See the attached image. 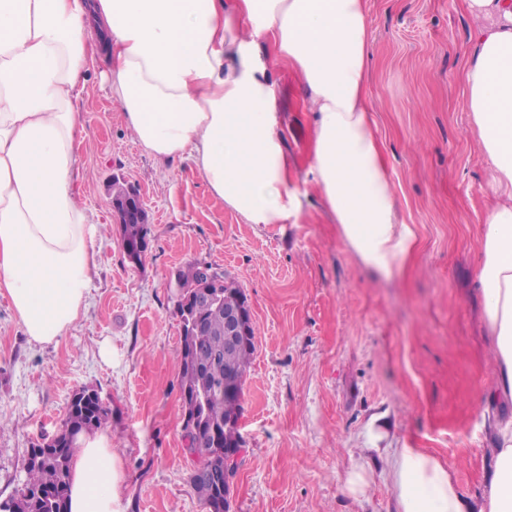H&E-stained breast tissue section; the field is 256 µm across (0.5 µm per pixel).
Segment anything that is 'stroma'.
<instances>
[{"instance_id":"35a3bbf8","label":"stroma","mask_w":512,"mask_h":512,"mask_svg":"<svg viewBox=\"0 0 512 512\" xmlns=\"http://www.w3.org/2000/svg\"><path fill=\"white\" fill-rule=\"evenodd\" d=\"M369 10V101L418 236L402 273L370 276L311 190L296 223H245L188 161L143 153L91 77L74 102L88 131L75 188L102 229L99 274L54 345L30 343L0 295V500L20 488L30 448L62 429L73 392L89 387L111 410L127 512H207L179 418L176 282L191 262L224 272L253 313L232 512H393L380 448L426 449L454 465L464 493L479 489L498 408L481 406L496 383L478 282L488 168L462 101L477 22L463 0H369ZM275 80L304 188L310 123L297 79L283 70ZM117 182L138 189L149 214L138 269L112 220ZM354 466L369 474L359 499L342 483Z\"/></svg>"}]
</instances>
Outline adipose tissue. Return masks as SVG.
<instances>
[{
	"label": "adipose tissue",
	"instance_id": "adipose-tissue-1",
	"mask_svg": "<svg viewBox=\"0 0 512 512\" xmlns=\"http://www.w3.org/2000/svg\"><path fill=\"white\" fill-rule=\"evenodd\" d=\"M479 19L463 72L489 171L479 282L508 405L482 489L421 448L387 449L394 512H512V0H464ZM369 0H0V294L29 340L56 343L79 318L98 229L74 182L85 134L73 101L97 58L136 143L188 161L248 224L298 216L301 193L277 112L280 67L304 83L314 128L306 181L366 271H402L417 244L401 217L368 103ZM110 429L81 434L67 512H125Z\"/></svg>",
	"mask_w": 512,
	"mask_h": 512
}]
</instances>
